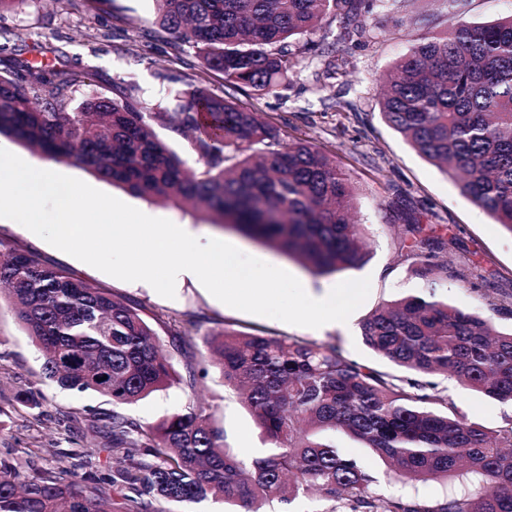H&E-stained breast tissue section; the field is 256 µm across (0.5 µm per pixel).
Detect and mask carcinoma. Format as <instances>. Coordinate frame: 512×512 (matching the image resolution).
Segmentation results:
<instances>
[{"label":"carcinoma","instance_id":"obj_1","mask_svg":"<svg viewBox=\"0 0 512 512\" xmlns=\"http://www.w3.org/2000/svg\"><path fill=\"white\" fill-rule=\"evenodd\" d=\"M160 28L190 42L201 64L258 97L295 64L292 46L336 10L385 0H154ZM82 74L14 61L0 71V135L72 162L128 193L203 210L314 275L361 266L367 251L350 211L355 188L330 154L286 141L258 112L202 87L174 93L175 112H144L102 93L71 106ZM381 114L411 147L458 182L462 195L512 233V15L476 24L453 18L414 44L381 82ZM192 132V168L155 133L152 119ZM398 249L424 291L378 305L363 343L401 370L347 357L336 345L224 328L204 339L224 386L273 448L245 461L224 447L199 405L155 427L114 411L106 448H88L83 481L60 468L28 474L31 460L0 462V512H166L211 499L225 512H266L314 493L326 512H512V422L470 420L439 390L512 402V330L448 303L439 288L464 270L445 256L457 238L412 217L394 225ZM17 309L45 357V377L131 405L176 380L171 358L140 306L74 277L0 238V296ZM512 316V291L485 289ZM370 449L402 483L456 479L427 502L378 493L375 478L340 452L329 431ZM106 454V464L95 461Z\"/></svg>","mask_w":512,"mask_h":512}]
</instances>
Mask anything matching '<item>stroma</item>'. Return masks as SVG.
Returning <instances> with one entry per match:
<instances>
[{
  "label": "stroma",
  "mask_w": 512,
  "mask_h": 512,
  "mask_svg": "<svg viewBox=\"0 0 512 512\" xmlns=\"http://www.w3.org/2000/svg\"><path fill=\"white\" fill-rule=\"evenodd\" d=\"M453 13L446 0H398L355 17L328 16L293 45L296 65L273 93L256 97L235 88L220 72L205 69L190 44L153 22V0H33L17 10L0 12V67L14 59L51 67L62 63L84 75L73 94L82 99L101 92L134 107L174 111L177 90L205 87L231 97L241 108L262 114L280 127L284 139L307 140L335 156L357 188L356 218L369 243L367 262L359 268L315 276L299 263L244 236L224 229L211 217L190 209L161 206L130 195L120 186L70 163L56 172L78 178L152 216L186 224L203 234L234 244L293 274L305 291L326 284L370 278L365 302L348 319L347 330L306 328L232 309L215 299L197 280L185 281L174 298L153 288L107 275L35 237L20 224L0 220V238L36 252L112 294L137 302L169 354L178 380L122 412L152 427L204 401L228 448L246 458L268 453L260 430L236 392L226 389L217 370L198 378L204 338L231 327L255 334L294 336L340 346L351 359L385 367L367 348L360 323L376 306L420 291L422 283L409 271L391 230L409 213L436 234L456 237L449 261L468 267L467 279H451L441 293L450 304L490 317L496 328H512V318L491 314L483 296L486 282L512 278V232L464 197L457 184L422 158L384 120L377 76L406 54L416 38L442 31ZM43 356L26 335L8 300L0 301V461L30 454L34 467L57 461L71 467L84 449L104 447L105 427H91V413L111 412V401L94 392L59 387L42 376ZM449 399L468 417L496 428L512 419V404L462 389L455 380L443 383ZM335 442L377 477L388 496L425 500L445 497L444 481L391 483L368 449L337 433Z\"/></svg>",
  "instance_id": "35a3bbf8"
}]
</instances>
